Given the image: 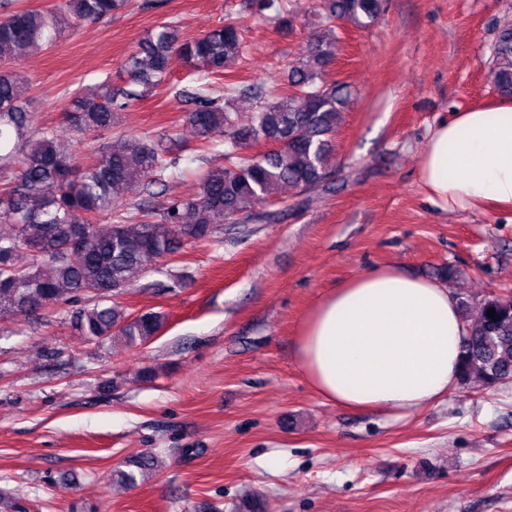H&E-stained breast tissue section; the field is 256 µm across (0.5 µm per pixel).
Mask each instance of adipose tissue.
I'll list each match as a JSON object with an SVG mask.
<instances>
[{
  "mask_svg": "<svg viewBox=\"0 0 512 512\" xmlns=\"http://www.w3.org/2000/svg\"><path fill=\"white\" fill-rule=\"evenodd\" d=\"M419 180L445 211L512 210V101L440 122ZM465 331L446 283L374 267L317 301L297 334L298 363L337 405L411 412L455 388Z\"/></svg>",
  "mask_w": 512,
  "mask_h": 512,
  "instance_id": "adipose-tissue-1",
  "label": "adipose tissue"
}]
</instances>
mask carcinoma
<instances>
[{
  "label": "carcinoma",
  "instance_id": "cac0c4a2",
  "mask_svg": "<svg viewBox=\"0 0 512 512\" xmlns=\"http://www.w3.org/2000/svg\"><path fill=\"white\" fill-rule=\"evenodd\" d=\"M127 5L128 0H61L51 10L21 9L0 21V316H30L78 303L72 325L86 341L138 345L161 331L166 315L126 311L118 298L131 285L132 273L152 270L183 245L208 242L224 225L253 217L256 206L282 187L306 191L326 181L340 114L351 95L347 85L324 79L336 56V27L340 22L372 26L382 0H322L324 32L311 36L306 55L289 65L291 91L272 99L256 86L227 84L221 91L208 82L241 54L234 22L191 40L181 37L173 21L154 28L124 63L140 90L114 92L107 86L78 94L64 113L67 130L77 135L112 130L120 112L166 81L169 60L179 55L193 68L192 84L179 90L189 105L185 122L202 148L224 139L227 164L208 166L192 198L139 203L136 212L114 220L112 214L131 193L139 189L155 198L156 188L177 175L180 137L111 138L79 165L57 130L32 129L15 66L56 44L65 26L100 22ZM259 8L274 10L279 28H292L279 0H260ZM492 54V80L512 96V28L499 33ZM241 96L259 100L246 123L234 112ZM263 138L282 146L257 156L240 154L242 146ZM478 305L473 319L470 303L459 300L468 323L460 379L464 385L494 387L512 378V296L487 295ZM158 463L151 452L137 454L112 481L133 486Z\"/></svg>",
  "mask_w": 512,
  "mask_h": 512
}]
</instances>
